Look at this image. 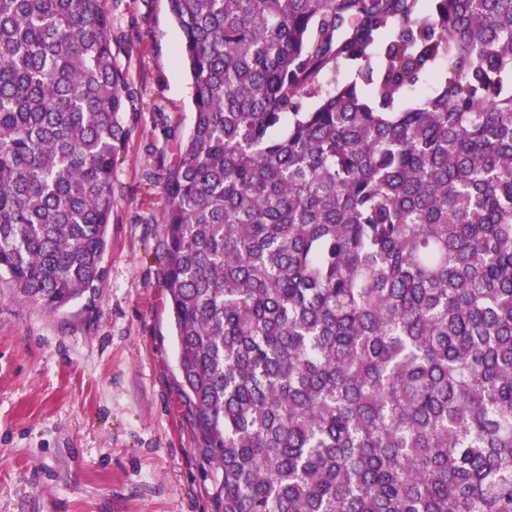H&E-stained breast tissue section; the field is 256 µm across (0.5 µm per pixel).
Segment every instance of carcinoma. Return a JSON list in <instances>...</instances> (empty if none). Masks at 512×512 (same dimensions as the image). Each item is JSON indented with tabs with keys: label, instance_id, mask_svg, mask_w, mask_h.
Returning <instances> with one entry per match:
<instances>
[{
	"label": "carcinoma",
	"instance_id": "1",
	"mask_svg": "<svg viewBox=\"0 0 512 512\" xmlns=\"http://www.w3.org/2000/svg\"><path fill=\"white\" fill-rule=\"evenodd\" d=\"M168 5L213 512H512V0ZM135 96L104 0H0V275L49 312L104 277Z\"/></svg>",
	"mask_w": 512,
	"mask_h": 512
}]
</instances>
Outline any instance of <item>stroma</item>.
Masks as SVG:
<instances>
[{
  "label": "stroma",
  "instance_id": "35a3bbf8",
  "mask_svg": "<svg viewBox=\"0 0 512 512\" xmlns=\"http://www.w3.org/2000/svg\"><path fill=\"white\" fill-rule=\"evenodd\" d=\"M137 93L106 274L51 313L0 278V512H211L160 275L164 182L192 123L168 0H106Z\"/></svg>",
  "mask_w": 512,
  "mask_h": 512
}]
</instances>
